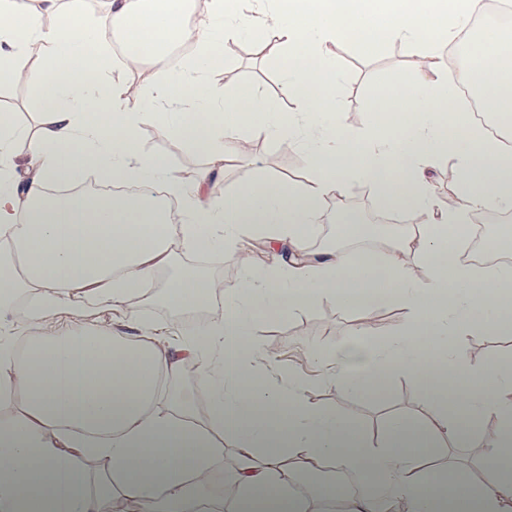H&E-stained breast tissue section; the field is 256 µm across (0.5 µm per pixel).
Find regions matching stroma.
I'll return each instance as SVG.
<instances>
[{"mask_svg":"<svg viewBox=\"0 0 512 512\" xmlns=\"http://www.w3.org/2000/svg\"><path fill=\"white\" fill-rule=\"evenodd\" d=\"M341 76L331 91L338 112L343 113L350 130L364 127L376 105L375 93L391 101H398L399 81L423 73L426 60L413 46L389 41L375 53L365 51L361 41L346 38L329 45ZM290 58L282 56L263 25H256L238 41L220 45L215 60L206 75L214 83L232 90L241 85L258 87L266 96L277 99L283 111L296 107L292 98L281 93L284 70ZM38 67L36 58H29L28 77L22 82L0 84V93L6 99L0 110L9 112L20 126H34L38 120L40 103L30 80ZM244 147L224 164L222 176L213 184L215 192L234 189L244 172L257 176L275 177L286 183L305 181L311 175L306 155L289 140H270L264 135L243 132ZM141 150L167 165L176 175L190 177L204 170L207 158L176 138L161 124L142 125L138 132ZM353 209L368 214H388L389 208L374 186L366 181L347 182L341 192L325 198L321 215L309 237L310 251L319 252L339 246L345 252H358V245L342 237L336 224L339 214ZM168 272H159L154 289L144 290L132 298L123 309L94 304L81 318L84 327L94 329L118 324L122 314H135L144 322L165 327L169 338L175 339L208 325L224 314L222 299H214L198 315H191L168 306L163 300V289ZM405 315L398 308L385 310H344L334 301L321 303L293 316L262 318L256 329L261 348L274 355L285 370L293 372L305 382L309 401L326 410L357 418L370 434H383L387 419L395 413L419 414L420 396L412 382L402 376L389 385L382 399L353 397L336 389L327 376V369L310 356L311 351L333 348L337 339L358 340L360 330L377 335L397 331ZM461 344L468 359L475 364L493 365L512 361V335L485 336L478 332L462 337Z\"/></svg>","mask_w":512,"mask_h":512,"instance_id":"stroma-1","label":"stroma"}]
</instances>
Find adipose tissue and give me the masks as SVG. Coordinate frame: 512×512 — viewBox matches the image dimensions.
Wrapping results in <instances>:
<instances>
[{
	"label": "adipose tissue",
	"mask_w": 512,
	"mask_h": 512,
	"mask_svg": "<svg viewBox=\"0 0 512 512\" xmlns=\"http://www.w3.org/2000/svg\"><path fill=\"white\" fill-rule=\"evenodd\" d=\"M189 0H105L101 15L80 24L84 0H0V83L20 75L31 53L41 103L34 129L0 113V320L29 333L22 358L0 341V405L21 402L20 417L0 423V512H113L116 500L147 512H203L225 441L236 448L224 469L233 512H512V366L470 365L459 336L476 328L512 332V266L483 271L462 257L461 211L512 208V148L472 124L439 68L440 51L469 27L480 0H274L270 29L294 63L281 85L296 109L252 86L224 91L205 78L213 52L246 27L236 0H204L207 25L191 26ZM388 18L371 48L392 40L423 48L431 63L421 82L406 81L398 107L377 109L363 135H352L330 102L335 64L325 47L364 23ZM55 26H45V19ZM126 33L132 66L155 69L151 97L128 108L126 91L90 50L109 33ZM190 42L172 69L167 42ZM458 83L477 91L487 111L512 113V67L465 66ZM165 124L202 150L209 169L190 181L142 153L138 128ZM243 130L284 136L303 149L311 178L286 184L244 175L214 198L211 171L223 168ZM27 143L18 166L14 145ZM458 161L459 191L439 206L427 193V169ZM112 181L174 184L183 207L152 197L126 199L48 194L49 185L81 181L89 169ZM351 180L374 184L396 207L424 216L398 236L425 270L400 263L398 249L350 258L339 250L314 257L306 243L326 196ZM261 234L280 246L273 267L246 266L240 285L223 287L186 267L171 276L166 302L178 310L224 299V315L172 342L129 319L113 329H58L59 313L82 317L86 304L121 306L170 266L175 252L235 251ZM35 304L17 305L20 293ZM332 299L343 309L402 307L391 337L337 341L315 359L342 392L376 394L409 378L425 418L394 416L381 439L354 418L310 404L304 384L260 366V316L292 315ZM199 364L198 413L192 397L164 395L184 363ZM493 423L478 477L430 466L447 443ZM334 464L360 475L362 492L333 481L292 494L296 476Z\"/></svg>",
	"instance_id": "obj_1"
}]
</instances>
